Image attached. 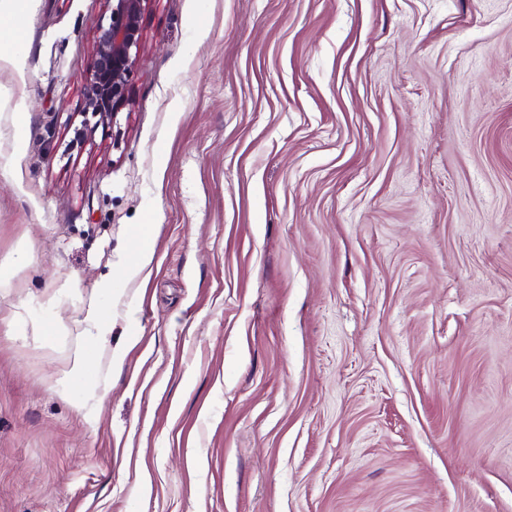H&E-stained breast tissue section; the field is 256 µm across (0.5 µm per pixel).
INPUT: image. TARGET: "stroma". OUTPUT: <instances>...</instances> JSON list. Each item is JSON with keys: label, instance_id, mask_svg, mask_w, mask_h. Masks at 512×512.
<instances>
[{"label": "stroma", "instance_id": "1", "mask_svg": "<svg viewBox=\"0 0 512 512\" xmlns=\"http://www.w3.org/2000/svg\"><path fill=\"white\" fill-rule=\"evenodd\" d=\"M103 16L0 0V512H512V0H154L109 125Z\"/></svg>", "mask_w": 512, "mask_h": 512}]
</instances>
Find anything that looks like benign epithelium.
<instances>
[{
    "instance_id": "1",
    "label": "benign epithelium",
    "mask_w": 512,
    "mask_h": 512,
    "mask_svg": "<svg viewBox=\"0 0 512 512\" xmlns=\"http://www.w3.org/2000/svg\"><path fill=\"white\" fill-rule=\"evenodd\" d=\"M154 0H103L83 111L105 124L130 106L132 75L144 39L143 17Z\"/></svg>"
}]
</instances>
